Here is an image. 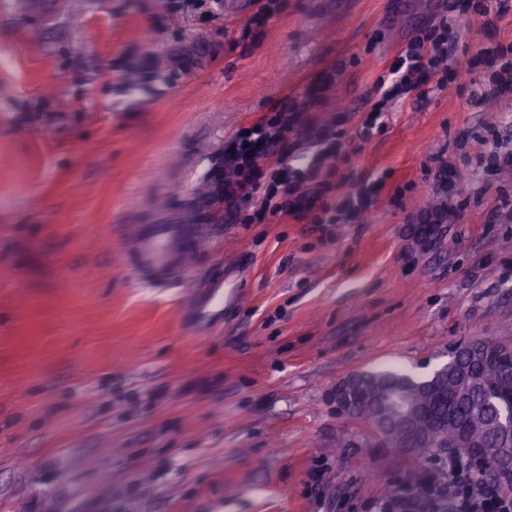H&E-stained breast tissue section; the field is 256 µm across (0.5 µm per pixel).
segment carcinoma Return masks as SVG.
<instances>
[{
	"mask_svg": "<svg viewBox=\"0 0 512 512\" xmlns=\"http://www.w3.org/2000/svg\"><path fill=\"white\" fill-rule=\"evenodd\" d=\"M452 362L465 369L456 376L446 365L426 380H415L400 372L368 373L369 385L352 403L350 419L375 426L378 408L399 393L412 408L407 420L392 419L381 434L390 448H411L433 432L429 414L436 408L448 437L477 443L484 448L503 447L498 418L509 407L500 393L512 390V361L497 347L480 341L460 347Z\"/></svg>",
	"mask_w": 512,
	"mask_h": 512,
	"instance_id": "carcinoma-1",
	"label": "carcinoma"
}]
</instances>
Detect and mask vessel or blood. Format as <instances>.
Returning <instances> with one entry per match:
<instances>
[{"mask_svg":"<svg viewBox=\"0 0 512 512\" xmlns=\"http://www.w3.org/2000/svg\"><path fill=\"white\" fill-rule=\"evenodd\" d=\"M136 251L143 274L180 271L188 254L201 237L189 224H156L133 229Z\"/></svg>","mask_w":512,"mask_h":512,"instance_id":"b4317fda","label":"vessel or blood"}]
</instances>
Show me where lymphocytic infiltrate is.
<instances>
[{"label": "lymphocytic infiltrate", "instance_id": "1", "mask_svg": "<svg viewBox=\"0 0 512 512\" xmlns=\"http://www.w3.org/2000/svg\"><path fill=\"white\" fill-rule=\"evenodd\" d=\"M455 37V29L444 22L408 46L389 79L379 80V98L361 123L363 133L384 127L391 103L427 80L444 86ZM308 107L305 101L274 107L225 142L217 183L225 206L244 214L246 223L292 216L314 224H342L366 210V193L343 191L336 179L337 164L345 157L339 120L317 121ZM445 480L448 512H512V492L480 484L460 457H449Z\"/></svg>", "mask_w": 512, "mask_h": 512}]
</instances>
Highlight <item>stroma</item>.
<instances>
[{
    "label": "stroma",
    "mask_w": 512,
    "mask_h": 512,
    "mask_svg": "<svg viewBox=\"0 0 512 512\" xmlns=\"http://www.w3.org/2000/svg\"><path fill=\"white\" fill-rule=\"evenodd\" d=\"M238 2L83 0L75 20L68 0H0V512H378L430 466L329 391L512 339V165L487 160L512 150V94L470 64L512 44V12L283 0L255 28ZM451 17L445 86L361 139L376 83ZM329 67L310 111L343 117L337 175L376 185L368 210L239 224L198 193L225 140ZM198 222L186 270L143 282L130 229Z\"/></svg>",
    "instance_id": "35a3bbf8"
}]
</instances>
